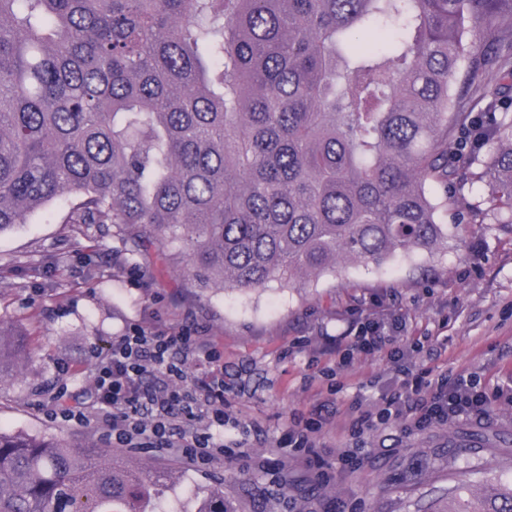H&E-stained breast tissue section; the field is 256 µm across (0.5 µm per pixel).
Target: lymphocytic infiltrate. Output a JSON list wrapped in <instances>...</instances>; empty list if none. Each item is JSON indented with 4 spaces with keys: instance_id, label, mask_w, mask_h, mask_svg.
Listing matches in <instances>:
<instances>
[{
    "instance_id": "1",
    "label": "lymphocytic infiltrate",
    "mask_w": 512,
    "mask_h": 512,
    "mask_svg": "<svg viewBox=\"0 0 512 512\" xmlns=\"http://www.w3.org/2000/svg\"><path fill=\"white\" fill-rule=\"evenodd\" d=\"M332 344L341 350V364H349L357 356L380 354L396 365L402 377L399 389L386 396L382 408L353 406L352 435L379 429L393 419L414 431L460 417L486 419L493 413V398L462 377L437 379L429 398H420L422 376L408 365V354L433 351V343L415 341L409 348H397L384 324L369 322L354 336L333 339ZM199 355L209 361L219 358L215 350L201 351L187 331L166 334L134 327L118 336L106 357L96 362L93 376L95 402L102 421L110 426V441L124 448H177L198 464L249 458L244 443L228 447L223 438L197 427L203 418L218 427L231 419L223 387L186 383L184 367L189 357ZM324 424L318 413L298 418L287 433V442L277 443L275 448L276 453H289L300 462L317 489L331 480L329 466L319 451Z\"/></svg>"
}]
</instances>
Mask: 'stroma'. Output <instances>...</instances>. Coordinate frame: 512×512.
<instances>
[{
  "label": "stroma",
  "instance_id": "stroma-1",
  "mask_svg": "<svg viewBox=\"0 0 512 512\" xmlns=\"http://www.w3.org/2000/svg\"><path fill=\"white\" fill-rule=\"evenodd\" d=\"M68 198L0 236V319L26 331L27 357L0 378V428L72 444L90 440L135 466L168 467L173 484L155 496L156 512H197L215 478L230 512H444L449 489L512 485V224L487 218L455 224L434 252L396 254L380 267L342 260L335 270L293 284L273 282L248 293L203 288L155 245L132 247L112 224H67ZM366 321L391 329L398 345L428 336L437 356L417 355L427 379L471 378L495 396L489 419L436 423L412 433L392 421L357 438L346 435L350 408H377L397 383L379 356L339 366L325 350L330 336ZM190 330L221 355L189 362L190 380L224 382L226 429L246 439L262 467L243 462H188L166 449H114L91 396L94 355H106L129 328ZM83 401V423L46 412L59 391ZM322 408L323 457L335 470L314 490L301 465L279 471L270 450L292 412ZM258 423L261 436L243 426ZM360 449L356 470L336 468V450Z\"/></svg>",
  "mask_w": 512,
  "mask_h": 512
}]
</instances>
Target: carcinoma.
<instances>
[{
	"label": "carcinoma",
	"instance_id": "1",
	"mask_svg": "<svg viewBox=\"0 0 512 512\" xmlns=\"http://www.w3.org/2000/svg\"><path fill=\"white\" fill-rule=\"evenodd\" d=\"M506 92L512 0H0V235L67 196L66 223L240 292L431 252L455 198L427 187L474 163L452 138L477 109L501 116L469 221L512 223ZM24 336L0 322V378ZM172 477L0 430V512H155ZM197 512H228L224 487ZM448 512H512V490Z\"/></svg>",
	"mask_w": 512,
	"mask_h": 512
}]
</instances>
